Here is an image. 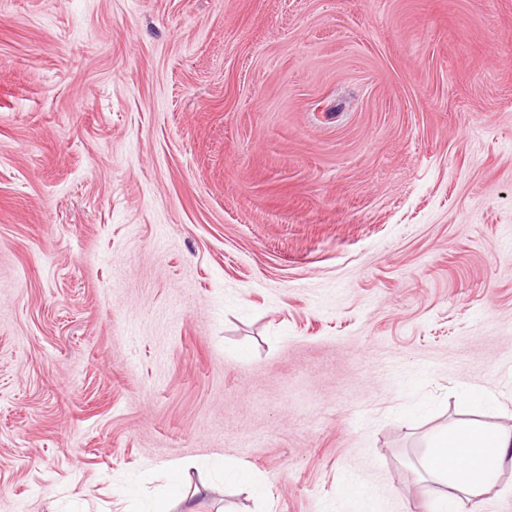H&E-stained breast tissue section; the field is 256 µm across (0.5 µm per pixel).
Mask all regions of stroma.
Listing matches in <instances>:
<instances>
[{"label":"stroma","mask_w":512,"mask_h":512,"mask_svg":"<svg viewBox=\"0 0 512 512\" xmlns=\"http://www.w3.org/2000/svg\"><path fill=\"white\" fill-rule=\"evenodd\" d=\"M465 390L512 427V0H0V512H437ZM181 468V463H175L170 466V485L167 494L157 500L152 507L148 508L145 512H168L169 503L172 500H178L184 505L183 512H194L193 507L189 504V498L183 494L181 481L178 474Z\"/></svg>","instance_id":"35a3bbf8"}]
</instances>
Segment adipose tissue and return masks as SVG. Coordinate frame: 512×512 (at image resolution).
Masks as SVG:
<instances>
[{"label": "adipose tissue", "mask_w": 512, "mask_h": 512, "mask_svg": "<svg viewBox=\"0 0 512 512\" xmlns=\"http://www.w3.org/2000/svg\"><path fill=\"white\" fill-rule=\"evenodd\" d=\"M431 448L423 462L425 471L446 487L448 498L473 499L495 484L512 458V429L464 421L453 430L436 433Z\"/></svg>", "instance_id": "adipose-tissue-1"}]
</instances>
